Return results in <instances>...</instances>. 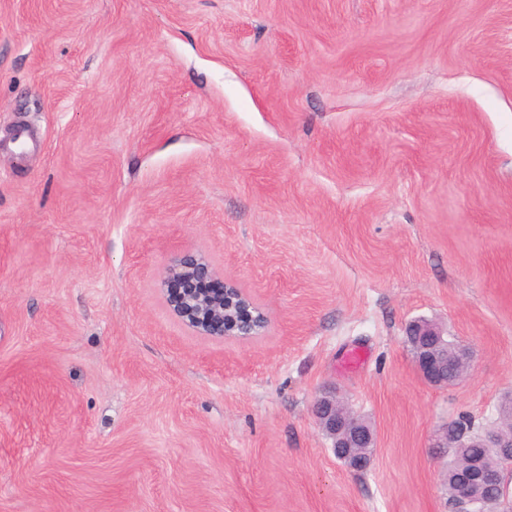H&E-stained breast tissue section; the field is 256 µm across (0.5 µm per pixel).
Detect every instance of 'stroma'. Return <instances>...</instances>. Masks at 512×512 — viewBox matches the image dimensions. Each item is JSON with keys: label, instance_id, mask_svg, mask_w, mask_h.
Masks as SVG:
<instances>
[{"label": "stroma", "instance_id": "stroma-1", "mask_svg": "<svg viewBox=\"0 0 512 512\" xmlns=\"http://www.w3.org/2000/svg\"><path fill=\"white\" fill-rule=\"evenodd\" d=\"M188 249L262 335L170 313ZM511 392L512 0H0V512H450L436 430ZM406 344L421 379L431 386L458 381L470 368L471 356L460 344L448 347V336L428 320H414L405 329ZM448 367L453 377L448 379ZM315 416L319 428L331 441L334 455L350 470H365L376 447L372 425L356 414L336 392L317 401Z\"/></svg>", "mask_w": 512, "mask_h": 512}]
</instances>
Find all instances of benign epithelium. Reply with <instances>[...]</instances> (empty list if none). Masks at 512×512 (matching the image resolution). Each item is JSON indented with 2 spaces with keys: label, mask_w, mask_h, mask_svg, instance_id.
Wrapping results in <instances>:
<instances>
[{
  "label": "benign epithelium",
  "mask_w": 512,
  "mask_h": 512,
  "mask_svg": "<svg viewBox=\"0 0 512 512\" xmlns=\"http://www.w3.org/2000/svg\"><path fill=\"white\" fill-rule=\"evenodd\" d=\"M170 312L200 336L247 339L261 335L267 316L237 283L224 279L210 259L198 251L175 254L161 279ZM406 344L421 379L431 386L458 381L470 368L471 356L460 344L448 345V336L428 320H414L405 329ZM317 424L331 441L334 455L345 466L361 472L371 462L376 444L371 424L356 414L337 393L321 397L315 405ZM488 448L502 467H484L467 458H452L448 465L459 512H483L494 504L512 478V428L501 424L477 432L461 430L450 420L439 431L433 447Z\"/></svg>",
  "instance_id": "7a95c632"
}]
</instances>
